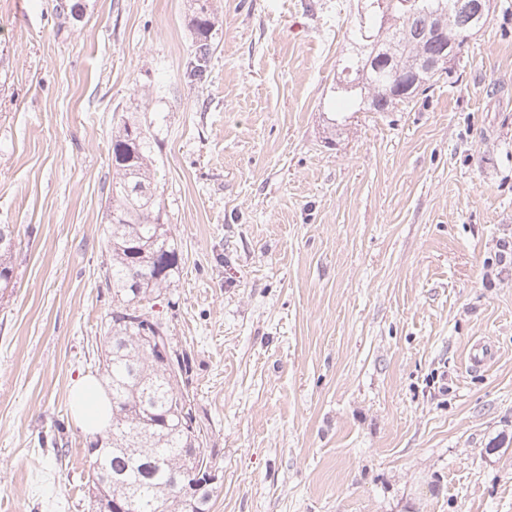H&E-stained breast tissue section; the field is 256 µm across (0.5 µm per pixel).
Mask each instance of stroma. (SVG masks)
I'll return each instance as SVG.
<instances>
[{
	"label": "stroma",
	"instance_id": "35a3bbf8",
	"mask_svg": "<svg viewBox=\"0 0 512 512\" xmlns=\"http://www.w3.org/2000/svg\"><path fill=\"white\" fill-rule=\"evenodd\" d=\"M209 3L197 87L196 0H0V512H94L71 388L112 308L127 118L180 245L152 314L188 355L211 512H512V0L432 91L340 119L360 0ZM197 3L196 11L191 20V27L194 31L192 51L187 62L184 77L188 84L203 86L208 82L210 75V63L216 51V18L207 5ZM4 234L7 237L13 235V231L10 230L9 224L0 226V237ZM12 238V237H11ZM14 240L10 241L11 248L1 247L0 248V289L6 290L7 288H13L15 283L13 282L14 276V248H12Z\"/></svg>",
	"mask_w": 512,
	"mask_h": 512
}]
</instances>
